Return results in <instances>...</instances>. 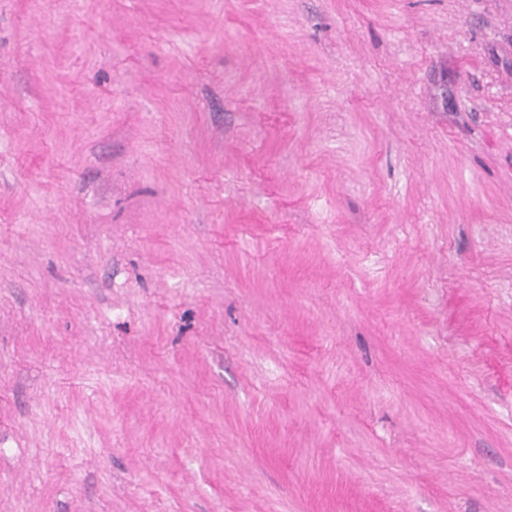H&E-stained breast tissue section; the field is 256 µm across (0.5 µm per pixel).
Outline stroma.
<instances>
[{
	"instance_id": "35a3bbf8",
	"label": "stroma",
	"mask_w": 512,
	"mask_h": 512,
	"mask_svg": "<svg viewBox=\"0 0 512 512\" xmlns=\"http://www.w3.org/2000/svg\"><path fill=\"white\" fill-rule=\"evenodd\" d=\"M0 512H512V0H0Z\"/></svg>"
}]
</instances>
